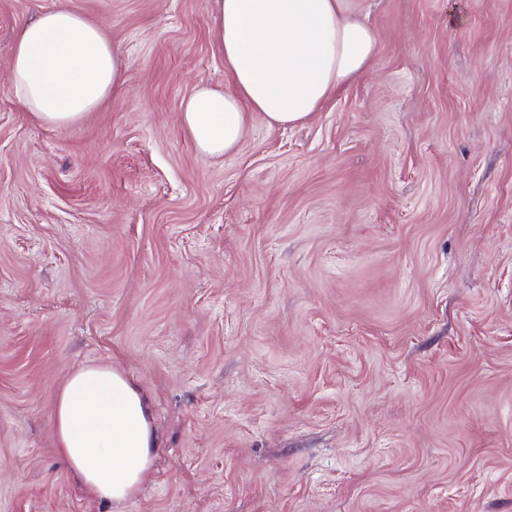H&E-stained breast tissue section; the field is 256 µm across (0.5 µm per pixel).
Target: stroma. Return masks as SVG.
Listing matches in <instances>:
<instances>
[{"label": "stroma", "instance_id": "1", "mask_svg": "<svg viewBox=\"0 0 512 512\" xmlns=\"http://www.w3.org/2000/svg\"><path fill=\"white\" fill-rule=\"evenodd\" d=\"M67 5L122 83L53 128L18 27ZM366 75L295 126L196 149L231 90L213 0H0V512H512V0H347ZM150 401L118 503L61 458L66 377Z\"/></svg>", "mask_w": 512, "mask_h": 512}]
</instances>
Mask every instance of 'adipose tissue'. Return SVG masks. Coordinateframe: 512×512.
<instances>
[{
	"mask_svg": "<svg viewBox=\"0 0 512 512\" xmlns=\"http://www.w3.org/2000/svg\"><path fill=\"white\" fill-rule=\"evenodd\" d=\"M214 2V39L233 88L200 84L180 105L204 154L235 152L253 112L271 126L305 122L370 67L377 36L348 17L345 0ZM8 77L21 108L65 128L115 90L122 63L99 26L63 6L20 27ZM55 414L59 452L87 490L110 502L132 496L160 444L135 381L108 365L81 367L67 376Z\"/></svg>",
	"mask_w": 512,
	"mask_h": 512,
	"instance_id": "adipose-tissue-1",
	"label": "adipose tissue"
}]
</instances>
